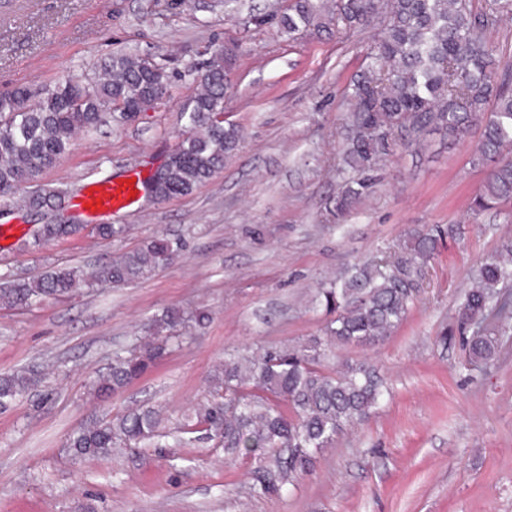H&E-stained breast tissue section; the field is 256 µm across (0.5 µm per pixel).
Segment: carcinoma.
Listing matches in <instances>:
<instances>
[{"label": "carcinoma", "instance_id": "cac0c4a2", "mask_svg": "<svg viewBox=\"0 0 512 512\" xmlns=\"http://www.w3.org/2000/svg\"><path fill=\"white\" fill-rule=\"evenodd\" d=\"M251 17L275 20L290 36L311 27L355 30L378 24L379 39L348 87L343 161L353 176L336 195V215L367 193V173L397 142L414 144L438 133L454 144L474 125L481 127V139L473 163H497L473 198V210L512 200V77H498L500 61L489 45L501 21L512 17V0H293L282 13L256 12ZM233 60V52L219 48L205 62L202 90L182 105L186 136L174 149L155 199L192 194L237 150L239 130L224 126V94ZM100 70L94 79L71 75L49 84L35 98L23 87L0 92L1 210L63 209L69 192L40 180L69 152L76 134L101 126L117 104L154 106L166 95L169 74L158 62L148 70L142 57L115 54ZM34 182L37 189L14 201L18 187ZM79 229L78 224H42L33 239L39 245ZM453 232L451 226L415 227L397 250L348 268L319 289L316 302L336 313L323 336L299 348L228 354L213 379L217 398L187 414L181 433L193 434L204 425L227 454L258 458L252 471L254 493L287 490L311 471L316 454L339 432L384 399V384L372 365L348 364L337 374L328 370L336 348L385 340L405 319L426 265L444 236ZM180 249L176 241L151 238L92 273L69 266L0 285V305L23 307L64 298L77 289L147 280ZM508 280L512 282V243L480 267L458 306L459 333L475 326L467 338L475 360L493 359L496 334L506 333V324L494 334L478 327V321L497 301L498 286ZM208 321L203 312L166 310L155 320L156 336L138 350L115 354L110 371L92 384V394L107 398L144 374L179 343L180 337L167 334L171 328ZM42 378L35 367L0 374V409L25 396ZM159 425V411L141 407L80 427L70 436L69 448L77 459L106 460L116 448L160 438Z\"/></svg>", "mask_w": 512, "mask_h": 512}]
</instances>
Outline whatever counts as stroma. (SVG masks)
I'll list each match as a JSON object with an SVG mask.
<instances>
[{
	"label": "stroma",
	"instance_id": "1",
	"mask_svg": "<svg viewBox=\"0 0 512 512\" xmlns=\"http://www.w3.org/2000/svg\"><path fill=\"white\" fill-rule=\"evenodd\" d=\"M376 33L329 27L291 37L244 10L227 16L224 0H0V90L91 76L119 52L153 58L170 76L163 105L79 134L44 182L78 196L101 179L149 176L177 146L181 105L218 46L235 52L224 121L241 135L222 172L193 194L78 215V234L42 247H32L31 231L57 213L6 216L25 233L0 247V279L92 270L156 235L182 248L140 283L0 308V374L53 368L0 410V512H512V331L479 366L455 331L472 271L512 240V204L470 209L489 170L471 163L478 131L452 146L436 133L396 146L369 192L343 218L333 213L346 89ZM99 223L129 231L105 241ZM418 225L458 231L427 264L407 318L383 343L336 351L340 363H374L391 397L340 432L288 491L254 494L253 457H227L215 440L131 446L106 461L72 456V431L143 403L174 432L211 400L227 350L292 348L322 335L332 315L312 304L316 289ZM169 308L210 320L176 327L179 346L119 393L94 398L90 383L108 372L113 351L142 344Z\"/></svg>",
	"mask_w": 512,
	"mask_h": 512
}]
</instances>
